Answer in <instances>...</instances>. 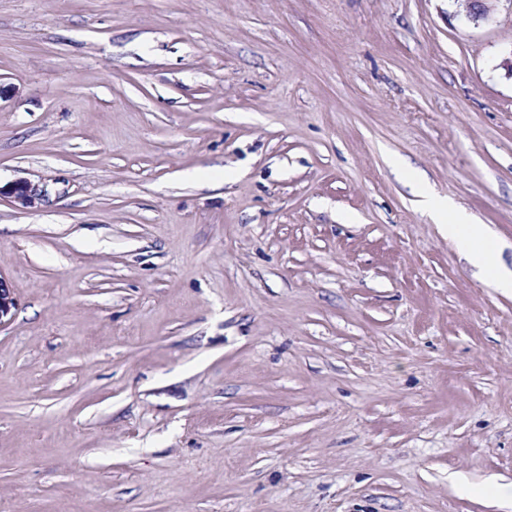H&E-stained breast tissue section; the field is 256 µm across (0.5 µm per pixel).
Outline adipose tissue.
I'll return each instance as SVG.
<instances>
[{"label": "adipose tissue", "mask_w": 512, "mask_h": 512, "mask_svg": "<svg viewBox=\"0 0 512 512\" xmlns=\"http://www.w3.org/2000/svg\"><path fill=\"white\" fill-rule=\"evenodd\" d=\"M423 206L432 218L446 222L449 237L457 242L461 253L484 276L498 287L512 290V271L501 268L489 235L472 224L466 212L450 207L447 200L429 193L424 196Z\"/></svg>", "instance_id": "adipose-tissue-1"}]
</instances>
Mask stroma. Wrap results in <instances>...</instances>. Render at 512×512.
Listing matches in <instances>:
<instances>
[{
  "label": "stroma",
  "mask_w": 512,
  "mask_h": 512,
  "mask_svg": "<svg viewBox=\"0 0 512 512\" xmlns=\"http://www.w3.org/2000/svg\"><path fill=\"white\" fill-rule=\"evenodd\" d=\"M512 0H0V512H512ZM455 2L463 3L470 22L475 25L480 23L490 24L495 21V8L493 5L485 4L483 0H454ZM45 195L44 190L24 177L17 178L6 186L0 185V200L2 197L8 198L11 203L21 208L36 207ZM421 195L424 209L433 219L444 221L448 236L457 242L461 253L499 288L512 290V271H505L498 264L490 236L477 224H471L466 212L448 206L446 199L425 189Z\"/></svg>",
  "instance_id": "1"
}]
</instances>
